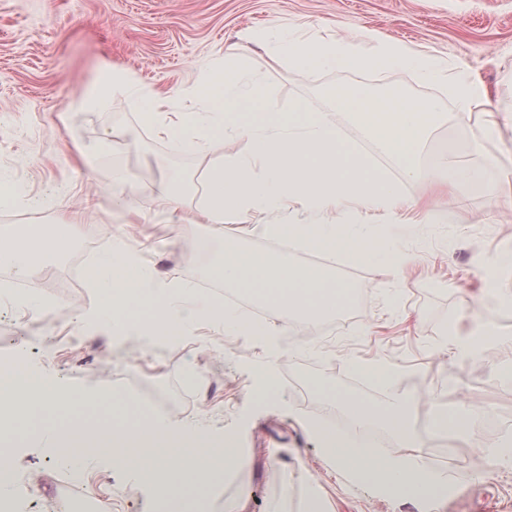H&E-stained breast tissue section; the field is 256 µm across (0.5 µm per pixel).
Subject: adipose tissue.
Returning <instances> with one entry per match:
<instances>
[{
	"instance_id": "ef3b65f1",
	"label": "adipose tissue",
	"mask_w": 512,
	"mask_h": 512,
	"mask_svg": "<svg viewBox=\"0 0 512 512\" xmlns=\"http://www.w3.org/2000/svg\"><path fill=\"white\" fill-rule=\"evenodd\" d=\"M265 41L276 64L349 65L360 72L407 67L421 80L447 85L455 102L451 113L444 112L436 100L376 95L351 87L336 88L332 98L338 109L357 116L407 177L450 187L460 183L482 186L481 166L449 164L447 153L437 154L426 168L416 162L419 146L431 129L450 118L460 123L471 120L483 98L477 83L450 72L435 57L387 38L378 39L375 50L366 53L334 33L307 34L305 25L299 24L294 31L266 36ZM115 94L133 100L154 134L173 141L182 151H197L217 136L242 142L239 151L213 158L192 223L210 225L213 234L220 236L228 218L292 210L298 212V220L264 225V234L293 240L309 251L377 259L398 270L411 263V256L385 241L380 232V212L402 199L398 186L373 169L336 126L284 117L242 121V114L267 94L264 80L250 69L245 56L225 58L177 99L160 92H141L128 74L106 67L81 106L95 111ZM360 209L366 212L361 221L345 220V213ZM69 247L70 239L60 228L51 234L22 236L1 231L0 266L27 275L37 269L41 254H61ZM213 271L226 285L244 290L251 300L261 303L271 317L287 322L341 314L351 295L347 283L317 267L298 264L287 252L269 255L228 245L217 255ZM87 281L99 291L97 305L78 314L87 332L183 336L202 318L228 335L252 331L238 309L201 298L189 285L161 279L143 261L139 249L121 238L114 240L89 271ZM146 302L153 306L148 317L141 313ZM252 332L265 341L272 336L266 324ZM348 407L356 421L372 420L400 435L406 452L382 457L362 434L342 437L329 426L311 421L310 431L339 469L379 492L397 490L434 499L447 495V475L430 464L425 450L417 447L407 430L412 402L397 401L377 410L353 400ZM128 431L130 437L121 449L87 451L76 458L65 454L61 460L76 472L105 464L162 492L190 476L200 484L218 481L243 463L232 439L212 438L190 422L177 429L157 417L132 424Z\"/></svg>"
}]
</instances>
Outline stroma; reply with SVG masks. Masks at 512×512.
Listing matches in <instances>:
<instances>
[{"label": "stroma", "mask_w": 512, "mask_h": 512, "mask_svg": "<svg viewBox=\"0 0 512 512\" xmlns=\"http://www.w3.org/2000/svg\"><path fill=\"white\" fill-rule=\"evenodd\" d=\"M339 22L343 35L371 51L374 36L395 39L451 65L477 80L487 95L486 112L467 123L434 128L423 142V162L441 150L469 162L474 143L494 158L483 190L437 191L400 179L403 207L381 223L412 255L401 272L387 265L329 254V273L357 267L348 281L361 302L345 322L331 328L312 324L302 337L273 336L262 347L249 336H227L206 322L196 324L175 349L140 336L114 341L98 333L73 335L72 310L95 304L96 289L70 275L69 254L46 259L33 276L0 267V364L22 361L44 370L65 392L97 400L121 390L163 392L160 416L177 428L192 421L211 435L233 436L247 464L204 492L202 512H224L229 500L243 512H303L317 496L323 512H512V468L490 479L447 466L446 438L435 434L433 413L456 414L459 431L487 420L489 430L469 440L468 459L482 445L512 441V307L482 297L480 267L501 261L499 280L512 291V0H0V170L22 197L0 209V229L47 231L68 221L71 252L92 247L102 254L116 237L137 246L162 279L199 286L224 243L305 263L309 251L272 239L261 231L265 215H241L225 224L223 237L208 225L186 224L182 211L195 208L211 156L235 152L239 143L216 138L204 151L185 153L159 139L126 97L115 95L100 109L79 102L103 67L127 71L147 91L178 93L194 85L225 54L246 47L252 70L262 75L268 97L260 112L288 107L327 118L378 171L399 167L352 115L336 108L330 93L339 86L393 92L410 99L440 100L455 106L447 90L423 82L406 67L359 73L344 66L309 69L270 62L263 43H242L249 30L269 32L307 23L310 33L329 32ZM498 124L484 134L486 113ZM127 173L122 193L106 191L113 170ZM173 172L194 185L182 211L169 208L160 191ZM421 212L448 211L444 224H411L408 203ZM21 285L30 298L60 305L59 314L16 305L2 283ZM481 317L488 335L502 337L483 354L457 365L434 345L469 314ZM273 361L278 379L274 399L252 395V374ZM354 361L383 362L403 374L386 390L369 393L350 378ZM341 397L327 408V396ZM384 408L395 398L416 405L409 429L428 449L432 465L447 471L453 495L442 500L380 495L353 481L328 459L308 430L310 420L335 422L348 416L346 399ZM32 432L24 446L8 450L15 489L9 512H153L146 489L127 475L102 467L84 474L94 490L79 500L68 496L57 475L65 474L56 453L40 446ZM54 481L37 484L38 473Z\"/></svg>", "instance_id": "stroma-1"}]
</instances>
